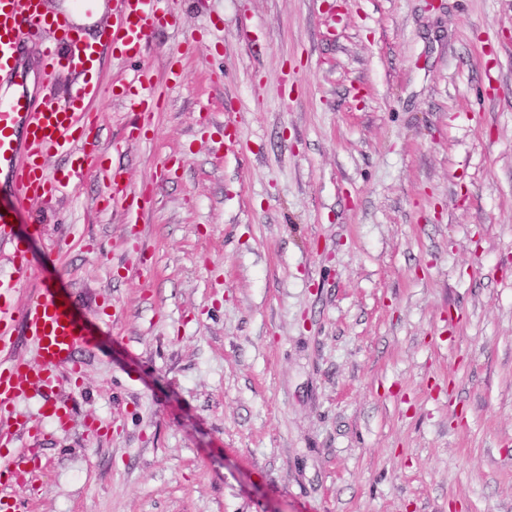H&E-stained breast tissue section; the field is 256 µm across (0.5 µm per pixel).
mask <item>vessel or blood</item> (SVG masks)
<instances>
[{
	"label": "vessel or blood",
	"instance_id": "vessel-or-blood-1",
	"mask_svg": "<svg viewBox=\"0 0 512 512\" xmlns=\"http://www.w3.org/2000/svg\"><path fill=\"white\" fill-rule=\"evenodd\" d=\"M113 22H102L94 39H87L70 16L46 8V0H0V191L8 192L16 206L51 202L78 178L84 166L97 164L91 137L96 116L90 110L104 93L101 84L87 80L106 55L136 58L142 55L154 30L163 26V0H117ZM37 45L47 66L67 67L75 74L63 102H34L26 75L16 63L18 50ZM128 101L136 119L128 140L145 133L159 99L154 93L153 71L142 67ZM78 158L79 164L58 175L49 174V157ZM105 205L123 208L138 220L144 207L119 174H112ZM11 265L17 278H28L29 259L17 236L10 210L0 208V259ZM22 333L34 356L21 355L13 336ZM95 344L86 318L79 316L70 294L49 281H39L21 309L0 304V473L13 479L21 491L27 456L18 446L40 433V418L64 423L68 406L50 400L58 370L71 375L82 371L81 355ZM43 396L38 416L22 414L18 406L31 394Z\"/></svg>",
	"mask_w": 512,
	"mask_h": 512
}]
</instances>
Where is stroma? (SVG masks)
Instances as JSON below:
<instances>
[{
    "mask_svg": "<svg viewBox=\"0 0 512 512\" xmlns=\"http://www.w3.org/2000/svg\"><path fill=\"white\" fill-rule=\"evenodd\" d=\"M167 8L95 76L152 67L148 141L105 94L100 167L17 217L96 336L18 512H512V0ZM107 188V196L103 201L104 206H120L130 216V223H137L138 218L145 210L146 204L150 202L151 197L143 198V204L141 205L139 201L136 200V196L129 192L122 176L115 172H112Z\"/></svg>",
    "mask_w": 512,
    "mask_h": 512,
    "instance_id": "35a3bbf8",
    "label": "stroma"
}]
</instances>
